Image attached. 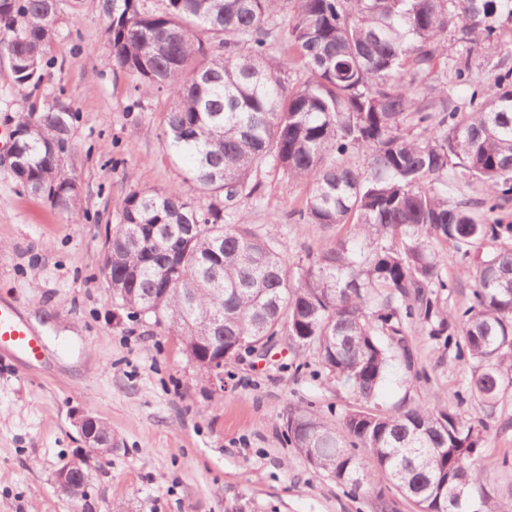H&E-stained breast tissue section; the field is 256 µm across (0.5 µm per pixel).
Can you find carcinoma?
Wrapping results in <instances>:
<instances>
[{"mask_svg":"<svg viewBox=\"0 0 512 512\" xmlns=\"http://www.w3.org/2000/svg\"><path fill=\"white\" fill-rule=\"evenodd\" d=\"M94 0L111 48L109 65L134 90L173 96L163 138L187 158L188 178L214 202L175 189H134L112 231V298L180 338L234 351L279 336L311 350L356 406L336 424L308 407L286 417L289 443L344 486L365 488L375 512L394 497L414 512H497L479 457L487 423L461 407L373 408L404 331L418 326L455 341L477 363L470 391L490 414L512 388V0ZM60 0H0L11 71L39 86ZM466 43L464 53L454 45ZM481 43L504 57L488 82L475 70ZM305 80L291 84L290 66ZM469 93L462 105L453 88ZM78 113L60 98L33 105L16 130L14 179L68 217L81 196L46 191L67 183L54 148L70 149ZM365 169L345 164L351 153ZM282 170L311 192L305 224L347 233L291 264L275 230L260 236L233 206L257 189L262 168ZM482 184L477 202L438 186L448 172ZM170 224H188L172 234ZM452 245L474 275L470 304L452 314L437 289Z\"/></svg>","mask_w":512,"mask_h":512,"instance_id":"cac0c4a2","label":"carcinoma"}]
</instances>
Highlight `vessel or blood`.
Instances as JSON below:
<instances>
[{
    "mask_svg": "<svg viewBox=\"0 0 512 512\" xmlns=\"http://www.w3.org/2000/svg\"><path fill=\"white\" fill-rule=\"evenodd\" d=\"M0 357L31 368L42 366L47 357L43 336L15 304L5 301H0Z\"/></svg>",
    "mask_w": 512,
    "mask_h": 512,
    "instance_id": "vessel-or-blood-1",
    "label": "vessel or blood"
}]
</instances>
